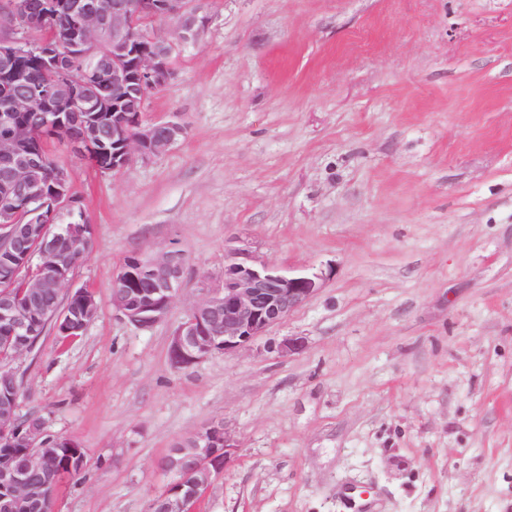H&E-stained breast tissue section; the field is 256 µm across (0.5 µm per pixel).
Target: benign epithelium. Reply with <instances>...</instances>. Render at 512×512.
Instances as JSON below:
<instances>
[{"instance_id": "obj_1", "label": "benign epithelium", "mask_w": 512, "mask_h": 512, "mask_svg": "<svg viewBox=\"0 0 512 512\" xmlns=\"http://www.w3.org/2000/svg\"><path fill=\"white\" fill-rule=\"evenodd\" d=\"M11 35L0 40V239L11 243L9 254L20 259L23 288L28 290L31 312L44 310L42 293H83L67 289L72 277L63 255L72 251L79 237L67 236L59 221L75 205L71 172L56 168L53 207L46 208L40 176L41 151L31 140L47 144L57 139L64 112H120L121 122L83 125L78 136H64V145L77 157L101 168L107 145L119 140L122 153L109 159L112 171H124L135 162H148L178 143L185 127L177 120L151 121L146 102L161 91L175 74V62L189 46L202 39L208 15L198 0H14ZM168 21L172 35L149 28L143 47L136 40L138 17ZM63 16L65 26L57 44L36 42L32 36L50 20ZM112 50H102V40ZM41 58L46 83L35 94L19 63ZM112 92V98L104 97ZM31 112L28 122L18 113ZM26 225H21L22 221ZM185 253L172 246L154 256L131 252L112 279V310L137 328H151L163 321L184 284ZM318 273L273 268L241 240L224 245L221 284L186 312L172 336L170 360L176 367L197 364L215 353H230L258 337L308 302L322 287ZM0 320L13 331L26 330L24 316L5 304ZM24 435L17 434L14 416L0 415V445L17 439L36 451L20 466H0V512H15L41 496L40 484L29 473L43 468L51 449L42 442V423L30 419ZM221 449L224 465L210 463ZM234 440L224 420H215L191 434L185 447L173 444L163 459L170 476L165 488L148 504V512H194L196 503L230 463Z\"/></svg>"}]
</instances>
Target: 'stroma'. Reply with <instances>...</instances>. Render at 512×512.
Here are the masks:
<instances>
[{"instance_id":"1","label":"stroma","mask_w":512,"mask_h":512,"mask_svg":"<svg viewBox=\"0 0 512 512\" xmlns=\"http://www.w3.org/2000/svg\"><path fill=\"white\" fill-rule=\"evenodd\" d=\"M146 110L187 127L121 174L58 150L94 225L84 333L14 367L19 414L86 451L53 512H146L175 440L236 447L200 512H512V0H203ZM248 241L321 290L249 346L174 367ZM187 256L167 317L112 310L132 251ZM293 337L305 345L283 352Z\"/></svg>"}]
</instances>
